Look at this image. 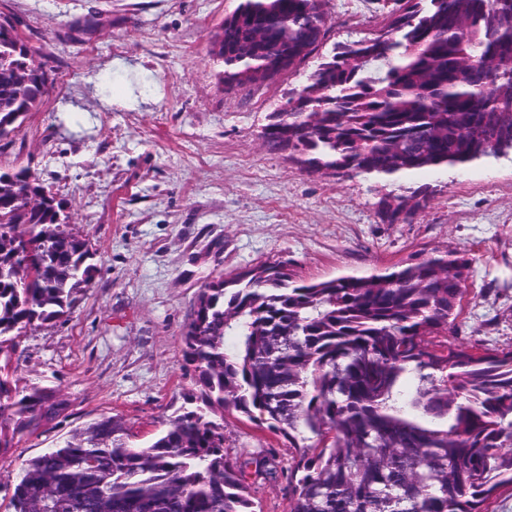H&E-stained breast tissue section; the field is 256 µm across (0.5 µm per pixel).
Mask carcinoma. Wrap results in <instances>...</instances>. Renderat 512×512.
Listing matches in <instances>:
<instances>
[{
  "mask_svg": "<svg viewBox=\"0 0 512 512\" xmlns=\"http://www.w3.org/2000/svg\"><path fill=\"white\" fill-rule=\"evenodd\" d=\"M327 31L324 0H241L211 54L242 85L300 65ZM36 55L0 14V149L44 104ZM286 102L264 143L313 172L413 176L512 152V0H396L384 35L335 46ZM53 199L31 170H0V267L29 278L18 290L0 277V468L15 471L4 512H253L251 483L281 479L288 512H496L512 492V345L459 338L469 262L455 251L321 282L263 263L208 284L185 332L202 405L143 444L103 417L14 466L6 444L67 409L17 389L19 338L68 317L97 273ZM380 204L405 223L427 195L405 187ZM226 409L299 453L286 466L273 448L229 457L224 419L209 418Z\"/></svg>",
  "mask_w": 512,
  "mask_h": 512,
  "instance_id": "carcinoma-1",
  "label": "carcinoma"
}]
</instances>
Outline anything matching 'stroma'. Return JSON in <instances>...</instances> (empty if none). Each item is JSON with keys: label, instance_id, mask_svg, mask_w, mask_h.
Segmentation results:
<instances>
[{"label": "stroma", "instance_id": "obj_1", "mask_svg": "<svg viewBox=\"0 0 512 512\" xmlns=\"http://www.w3.org/2000/svg\"><path fill=\"white\" fill-rule=\"evenodd\" d=\"M240 0H0L51 76L0 153L30 168L86 234L99 271L67 320L33 326L13 362L19 389H55L66 418L24 438L22 461L104 416L149 440L199 388L183 366L199 289L264 262L308 281L368 275L423 251L468 259L460 333L512 342V154L403 183L311 173L267 150L262 131L323 53L370 37L377 0H326L318 53L262 86L225 85L212 31ZM111 87H104V75ZM429 185L412 223L389 224L380 198ZM230 456L287 440L232 412Z\"/></svg>", "mask_w": 512, "mask_h": 512}]
</instances>
